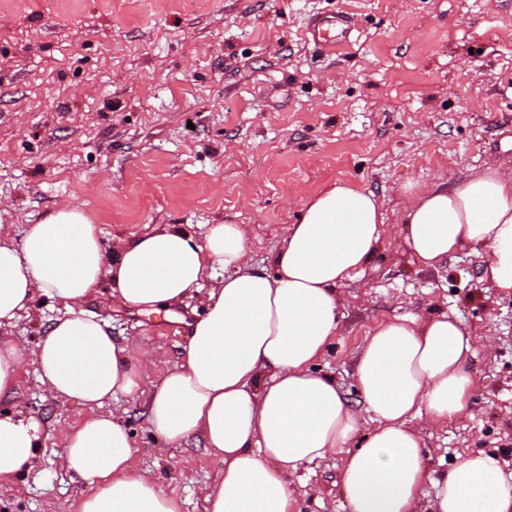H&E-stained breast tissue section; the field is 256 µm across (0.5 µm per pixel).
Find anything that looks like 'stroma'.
Listing matches in <instances>:
<instances>
[{
    "label": "stroma",
    "mask_w": 512,
    "mask_h": 512,
    "mask_svg": "<svg viewBox=\"0 0 512 512\" xmlns=\"http://www.w3.org/2000/svg\"><path fill=\"white\" fill-rule=\"evenodd\" d=\"M340 11L349 42L320 50L309 20ZM511 159L512 0H0V222L18 237L74 205L109 253L159 224H245L266 268L309 196L337 182L373 191L384 232L339 285L343 316L316 367L362 414L351 360L380 324L436 312L489 334L468 362L469 408L442 428L414 422L436 477L478 450L512 471V293L481 282L488 246L436 271L397 248L405 193ZM109 293L85 309L153 355L118 403L129 473L205 512L221 458L196 438L166 444L144 396L176 364L203 297L144 313ZM18 382L0 415L34 417L47 437L34 469L0 479V512H72L88 489L62 469L60 435L88 410L48 398L31 363ZM285 479L295 512H347L338 457Z\"/></svg>",
    "instance_id": "stroma-1"
}]
</instances>
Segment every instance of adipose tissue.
Here are the masks:
<instances>
[{
    "instance_id": "1",
    "label": "adipose tissue",
    "mask_w": 512,
    "mask_h": 512,
    "mask_svg": "<svg viewBox=\"0 0 512 512\" xmlns=\"http://www.w3.org/2000/svg\"><path fill=\"white\" fill-rule=\"evenodd\" d=\"M385 222L373 192L334 184L308 198L271 257L253 268L240 224L206 225L201 239L159 224L106 253L97 225L62 206L21 239L0 230V329L29 316L37 298L63 305L35 350L0 339V399L12 397L30 360L46 393L91 408L68 430L61 465L91 486L76 512H181L149 474L128 476L126 428L105 403L134 392L149 350L113 339L82 302L110 282L113 303L143 312L204 292L174 370L148 394V416L167 441L202 437L224 460V476L205 493L206 512H294L285 474L341 455L348 512H423L430 478L419 429L447 425L475 388L466 370L480 336L439 314L388 321L354 357V377L373 423L348 450L359 417L333 379L314 365L338 328V284L368 263ZM400 245L426 268L479 245L492 254L480 279L512 291V173L488 168L455 187L413 190ZM43 428L32 417H0V477L32 468ZM432 512H512V477L484 452L457 462L436 483Z\"/></svg>"
}]
</instances>
